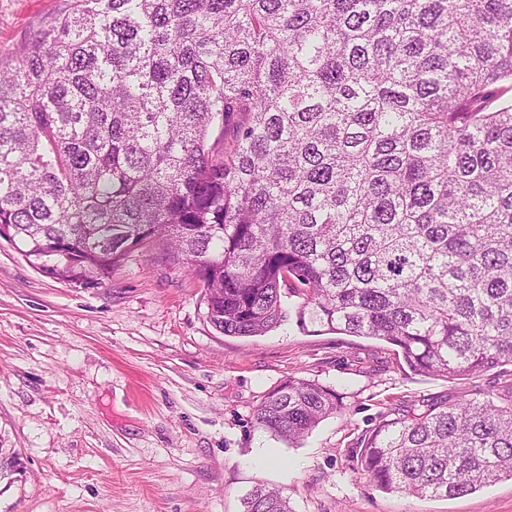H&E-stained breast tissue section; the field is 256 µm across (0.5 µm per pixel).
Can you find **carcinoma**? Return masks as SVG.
<instances>
[{
	"mask_svg": "<svg viewBox=\"0 0 512 512\" xmlns=\"http://www.w3.org/2000/svg\"><path fill=\"white\" fill-rule=\"evenodd\" d=\"M0 236L91 284L158 239L226 336L289 286L414 373L512 365V0H66L0 58ZM340 408L291 377L255 417L292 442ZM359 461L417 496L512 478V404L411 408Z\"/></svg>",
	"mask_w": 512,
	"mask_h": 512,
	"instance_id": "carcinoma-1",
	"label": "carcinoma"
}]
</instances>
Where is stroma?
I'll list each match as a JSON object with an SVG mask.
<instances>
[{
    "instance_id": "stroma-1",
    "label": "stroma",
    "mask_w": 512,
    "mask_h": 512,
    "mask_svg": "<svg viewBox=\"0 0 512 512\" xmlns=\"http://www.w3.org/2000/svg\"><path fill=\"white\" fill-rule=\"evenodd\" d=\"M64 0H0V57ZM201 282L135 248L103 284L47 277L0 237V512H243L257 485L293 512H512L508 478L457 497L386 493L358 453L379 422L421 402L512 397V366L463 381L412 373L384 341L307 332L297 296L261 336L219 333ZM291 377L341 410L296 443L254 413Z\"/></svg>"
}]
</instances>
